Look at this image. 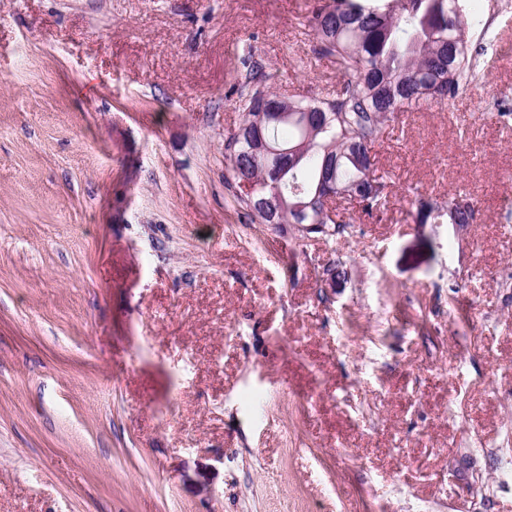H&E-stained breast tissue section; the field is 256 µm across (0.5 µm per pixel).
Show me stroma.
Masks as SVG:
<instances>
[{
    "instance_id": "1",
    "label": "stroma",
    "mask_w": 512,
    "mask_h": 512,
    "mask_svg": "<svg viewBox=\"0 0 512 512\" xmlns=\"http://www.w3.org/2000/svg\"><path fill=\"white\" fill-rule=\"evenodd\" d=\"M460 5L477 84L327 239L224 186L248 53L339 79L315 0H0V512H512V0ZM456 197H448V201L441 203H421L419 222L421 224H472L475 219L473 202L465 198L467 206L459 208L454 206ZM450 207H452L451 213L448 211Z\"/></svg>"
}]
</instances>
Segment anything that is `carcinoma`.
<instances>
[{
    "label": "carcinoma",
    "instance_id": "obj_1",
    "mask_svg": "<svg viewBox=\"0 0 512 512\" xmlns=\"http://www.w3.org/2000/svg\"><path fill=\"white\" fill-rule=\"evenodd\" d=\"M316 52L341 74L323 96L280 97L263 59L250 54L237 77V135L224 141V183L253 224H315L327 238L341 222L315 199L324 163L336 162V195L362 212L383 207L390 183L368 157L398 112L426 99L456 98L476 81L473 24L456 0H324L312 12ZM262 112H291L266 122ZM255 185L244 193L236 169ZM456 197L420 205L422 224H470L475 206Z\"/></svg>",
    "mask_w": 512,
    "mask_h": 512
}]
</instances>
